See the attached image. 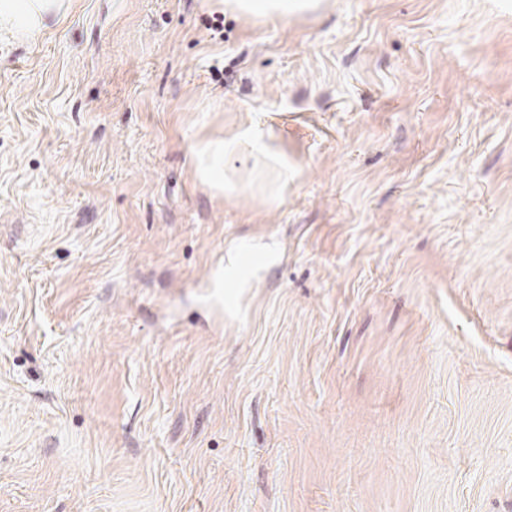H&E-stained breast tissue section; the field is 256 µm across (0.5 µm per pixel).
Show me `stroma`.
<instances>
[{
    "mask_svg": "<svg viewBox=\"0 0 512 512\" xmlns=\"http://www.w3.org/2000/svg\"><path fill=\"white\" fill-rule=\"evenodd\" d=\"M0 512H512V0L0 38ZM244 157L278 169L282 174L286 165L271 151L263 136L246 130L231 140L219 139L208 143L198 154L196 171L199 177L221 192H234L239 185L230 175V162Z\"/></svg>",
    "mask_w": 512,
    "mask_h": 512,
    "instance_id": "stroma-1",
    "label": "stroma"
}]
</instances>
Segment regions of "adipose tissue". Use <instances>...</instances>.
<instances>
[{
    "label": "adipose tissue",
    "mask_w": 512,
    "mask_h": 512,
    "mask_svg": "<svg viewBox=\"0 0 512 512\" xmlns=\"http://www.w3.org/2000/svg\"><path fill=\"white\" fill-rule=\"evenodd\" d=\"M317 0H224V7L244 16L285 18L316 7ZM72 0H0V32L16 41H29L47 27L48 18L66 15ZM244 157L266 166L283 169V162L271 151L263 136L248 130L231 140L208 143L198 154L199 177L222 192L237 191L230 175L233 159Z\"/></svg>",
    "instance_id": "1"
}]
</instances>
